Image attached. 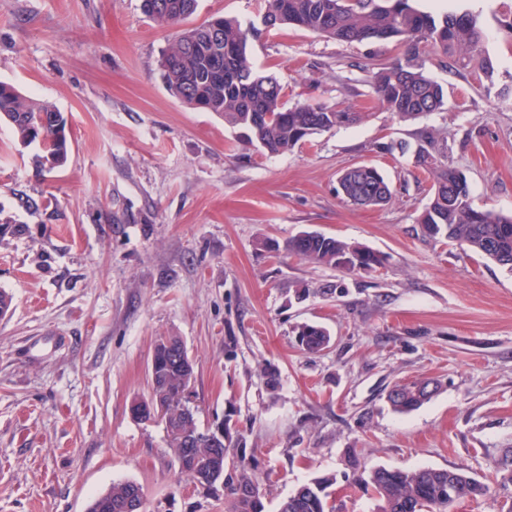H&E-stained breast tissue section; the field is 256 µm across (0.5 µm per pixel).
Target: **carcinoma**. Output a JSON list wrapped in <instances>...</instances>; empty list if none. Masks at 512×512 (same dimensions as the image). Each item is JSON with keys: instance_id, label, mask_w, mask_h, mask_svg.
I'll return each mask as SVG.
<instances>
[{"instance_id": "carcinoma-1", "label": "carcinoma", "mask_w": 512, "mask_h": 512, "mask_svg": "<svg viewBox=\"0 0 512 512\" xmlns=\"http://www.w3.org/2000/svg\"><path fill=\"white\" fill-rule=\"evenodd\" d=\"M198 0H141L143 14L157 25L176 29L171 45L162 53L159 67L167 91L186 105L212 112L236 131L237 140L267 154H282L311 141L325 131L353 124L361 115L338 106L298 103L285 107L282 85L276 74L257 69L247 52L250 40L262 30L292 25L344 43L396 41L407 46L404 57L383 66L371 76L379 106L400 120H415L444 106L443 88L424 74L418 45L439 48L458 56L488 76L489 58L481 55L485 33L470 13L434 15L412 6L410 0H264L260 24L242 25L231 17L215 16L197 26L183 22L193 15ZM11 126L20 144L43 139L51 173L68 157V120L55 106L38 103L6 81H0V122ZM440 132H421L415 150L418 165L432 175L430 202L419 218L425 236L453 242L512 271V215L474 207L465 174L445 164L433 150ZM338 192L360 207H377L391 197L388 181L380 170L367 164L344 170ZM288 254L317 265L346 272L371 271L383 264L378 254L324 235H300L286 246ZM303 350L314 353L327 347L330 338L320 326L306 324L298 330ZM177 354H169L159 369L156 393L166 412L163 423L180 469L195 484L224 478V512H264L259 485L244 461L228 467L223 449L198 445L203 434L198 407L190 400L194 366L181 362L180 339L169 337ZM419 382L403 384V395L393 405L406 413L422 405ZM460 494L477 499L489 485L460 472ZM333 478L323 477L296 488L278 512H335L327 488ZM360 482L381 502L379 512H449L448 473L441 469L378 468ZM140 486L116 481L93 499L87 512H123L117 508L124 495ZM112 507H107V504Z\"/></svg>"}]
</instances>
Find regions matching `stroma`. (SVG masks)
Wrapping results in <instances>:
<instances>
[{"instance_id":"1","label":"stroma","mask_w":512,"mask_h":512,"mask_svg":"<svg viewBox=\"0 0 512 512\" xmlns=\"http://www.w3.org/2000/svg\"><path fill=\"white\" fill-rule=\"evenodd\" d=\"M413 4L476 15L492 76L422 49L445 105L401 121L369 76L403 46L263 32L249 52L287 105L363 115L268 155L168 93L159 60L172 33L140 0H0V80L53 104L71 132L66 163L43 176L37 146L0 124V290L13 297L0 319V512H86L121 480L141 485L146 512H224L179 473L163 425L132 415L165 336L193 360L200 420L226 415L244 434L264 512L325 475L336 512H377L357 481L376 467L459 468L489 484L452 512L512 505V272L424 237L431 177L383 149L442 131L474 204L512 214V0ZM260 11L198 0L189 22ZM359 164L389 179L386 204L337 193ZM304 231L387 263L348 275L285 255ZM304 323L329 331L326 349H301ZM416 379L438 392L394 412L388 391Z\"/></svg>"}]
</instances>
